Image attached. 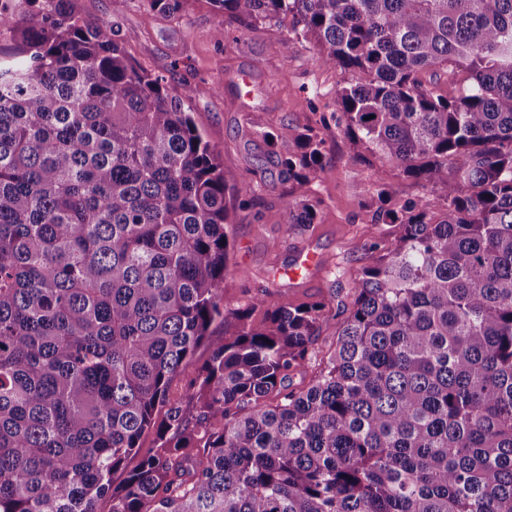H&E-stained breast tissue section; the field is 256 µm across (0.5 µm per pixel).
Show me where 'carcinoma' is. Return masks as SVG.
Here are the masks:
<instances>
[{
  "instance_id": "obj_1",
  "label": "carcinoma",
  "mask_w": 512,
  "mask_h": 512,
  "mask_svg": "<svg viewBox=\"0 0 512 512\" xmlns=\"http://www.w3.org/2000/svg\"><path fill=\"white\" fill-rule=\"evenodd\" d=\"M211 2L229 25L290 19L281 52L313 37L349 75L344 135L444 209L377 188L370 220L397 235L292 389L342 303L256 296L211 339L236 173L112 26L0 0V512H512V0ZM262 137L287 228L315 223L325 140ZM204 343L188 411L170 387Z\"/></svg>"
}]
</instances>
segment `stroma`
I'll use <instances>...</instances> for the list:
<instances>
[{
	"mask_svg": "<svg viewBox=\"0 0 512 512\" xmlns=\"http://www.w3.org/2000/svg\"><path fill=\"white\" fill-rule=\"evenodd\" d=\"M76 5L88 23L113 25L130 60L165 77L169 94L188 103L203 138L217 148L225 169L237 174L239 196L229 203L230 265L249 277H225L229 307H247L257 295L269 308L286 300L318 301L335 290L348 296L369 246L393 237L392 225L371 223L366 214L377 186L388 189L394 203L422 196L431 208H442L440 190L424 188L392 163H365L332 121L348 76L314 64V40L292 41L288 52H279L286 25L228 27L210 0H185L174 13L150 8L146 0H127L118 10L112 0ZM219 27L225 30L220 42L214 37ZM213 84L221 85L220 93H209ZM308 126L325 140L326 160L307 186L309 198L321 205L316 223L290 232L276 203L283 189L280 168L262 134L271 132L285 143ZM303 249L318 253L322 264L310 275L290 277Z\"/></svg>",
	"mask_w": 512,
	"mask_h": 512,
	"instance_id": "35a3bbf8",
	"label": "stroma"
}]
</instances>
